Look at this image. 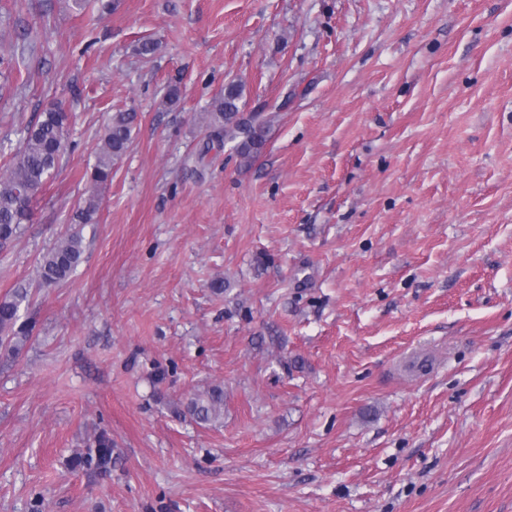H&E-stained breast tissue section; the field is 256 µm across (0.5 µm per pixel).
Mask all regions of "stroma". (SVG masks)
<instances>
[{
	"label": "stroma",
	"instance_id": "35a3bbf8",
	"mask_svg": "<svg viewBox=\"0 0 512 512\" xmlns=\"http://www.w3.org/2000/svg\"><path fill=\"white\" fill-rule=\"evenodd\" d=\"M112 5L0 0V172L16 129L74 116L0 250L34 326L0 349V512H512V0ZM232 79L284 104L249 161L203 149ZM93 193L82 262L35 287ZM136 113L115 112L101 139L90 180L95 186L106 185L112 180L114 167L124 158L133 141ZM188 411L198 422L217 421L224 412V391L218 387L208 390L190 401Z\"/></svg>",
	"mask_w": 512,
	"mask_h": 512
}]
</instances>
